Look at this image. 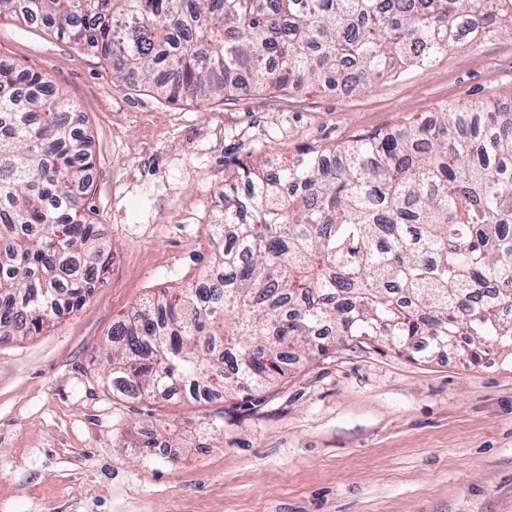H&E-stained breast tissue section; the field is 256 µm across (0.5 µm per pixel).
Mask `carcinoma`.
<instances>
[{"label":"carcinoma","mask_w":512,"mask_h":512,"mask_svg":"<svg viewBox=\"0 0 512 512\" xmlns=\"http://www.w3.org/2000/svg\"><path fill=\"white\" fill-rule=\"evenodd\" d=\"M166 99L330 81L368 86L453 47L512 37V0H0ZM86 116L0 62V339L80 308L112 254L80 206ZM206 276L145 298L104 345L112 391L245 396L332 340L425 341L479 365L512 350V92L440 104L274 169L224 178Z\"/></svg>","instance_id":"cac0c4a2"}]
</instances>
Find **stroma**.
I'll list each match as a JSON object with an SVG mask.
<instances>
[{
	"label": "stroma",
	"instance_id": "stroma-1",
	"mask_svg": "<svg viewBox=\"0 0 512 512\" xmlns=\"http://www.w3.org/2000/svg\"><path fill=\"white\" fill-rule=\"evenodd\" d=\"M51 76L87 118L81 198L116 276L40 334L0 342V512H512V357L409 358L355 340L301 355L253 394L124 398L100 357L148 294L196 280L216 251L224 177L512 90V39L432 67L335 86L171 102L45 28L0 18V61ZM224 431L201 430L209 416ZM162 455H141L148 433Z\"/></svg>",
	"mask_w": 512,
	"mask_h": 512
}]
</instances>
